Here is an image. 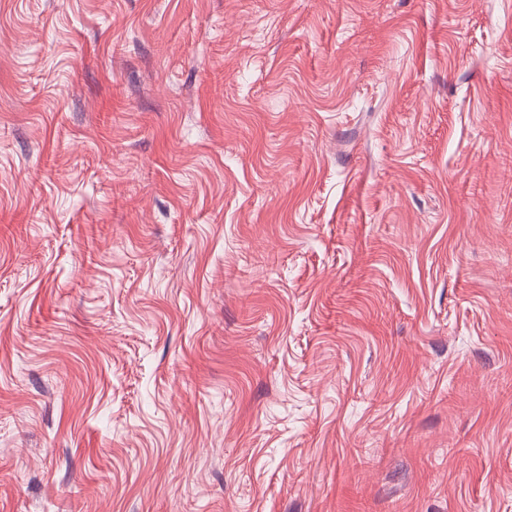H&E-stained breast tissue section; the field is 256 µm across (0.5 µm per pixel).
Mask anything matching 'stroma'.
<instances>
[{"label": "stroma", "mask_w": 512, "mask_h": 512, "mask_svg": "<svg viewBox=\"0 0 512 512\" xmlns=\"http://www.w3.org/2000/svg\"><path fill=\"white\" fill-rule=\"evenodd\" d=\"M0 512H512V0H0Z\"/></svg>", "instance_id": "stroma-1"}]
</instances>
